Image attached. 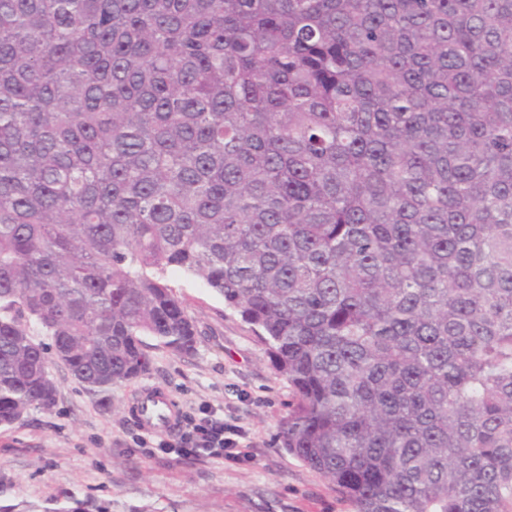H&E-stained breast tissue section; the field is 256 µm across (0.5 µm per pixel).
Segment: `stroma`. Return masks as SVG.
Returning <instances> with one entry per match:
<instances>
[{"label": "stroma", "mask_w": 512, "mask_h": 512, "mask_svg": "<svg viewBox=\"0 0 512 512\" xmlns=\"http://www.w3.org/2000/svg\"><path fill=\"white\" fill-rule=\"evenodd\" d=\"M169 284L197 325L189 355L148 345L145 375L99 394L53 363L57 402L0 426V512H350L319 473L281 448L291 390L253 327L199 278ZM165 389L182 412L208 404L242 426L246 457L216 460L159 448L131 408Z\"/></svg>", "instance_id": "1"}]
</instances>
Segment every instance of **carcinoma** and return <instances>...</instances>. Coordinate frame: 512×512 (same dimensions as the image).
Returning <instances> with one entry per match:
<instances>
[{
    "label": "carcinoma",
    "instance_id": "cac0c4a2",
    "mask_svg": "<svg viewBox=\"0 0 512 512\" xmlns=\"http://www.w3.org/2000/svg\"><path fill=\"white\" fill-rule=\"evenodd\" d=\"M170 269L353 512H512V0H0V425L193 352Z\"/></svg>",
    "mask_w": 512,
    "mask_h": 512
}]
</instances>
